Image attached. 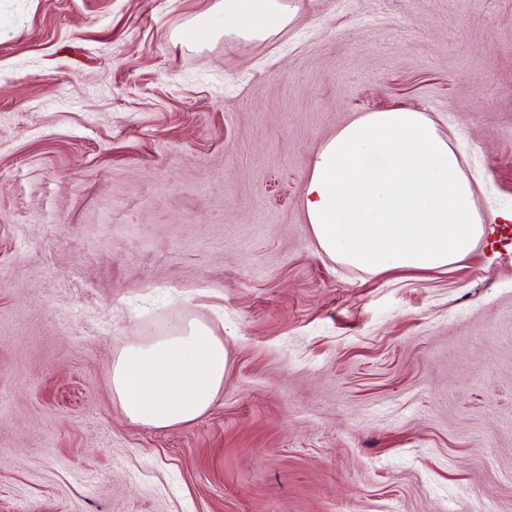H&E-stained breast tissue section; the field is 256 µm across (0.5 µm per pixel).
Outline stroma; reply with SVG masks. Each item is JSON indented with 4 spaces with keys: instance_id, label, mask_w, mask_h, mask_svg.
I'll list each match as a JSON object with an SVG mask.
<instances>
[{
    "instance_id": "obj_1",
    "label": "stroma",
    "mask_w": 512,
    "mask_h": 512,
    "mask_svg": "<svg viewBox=\"0 0 512 512\" xmlns=\"http://www.w3.org/2000/svg\"><path fill=\"white\" fill-rule=\"evenodd\" d=\"M0 0V512H512V0ZM426 113L493 221L371 275L304 214L313 156ZM228 370L189 425L110 367L169 312ZM285 0H224V34L247 41H266L292 22Z\"/></svg>"
}]
</instances>
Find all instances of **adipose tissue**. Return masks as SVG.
<instances>
[{
	"mask_svg": "<svg viewBox=\"0 0 512 512\" xmlns=\"http://www.w3.org/2000/svg\"><path fill=\"white\" fill-rule=\"evenodd\" d=\"M286 0H224V33L265 41L292 22ZM463 155L435 123L404 106L365 113L315 154L307 222L332 259L373 273L429 271L465 258L484 235ZM224 341L206 324L123 346L112 391L133 423L166 429L195 422L224 385Z\"/></svg>",
	"mask_w": 512,
	"mask_h": 512,
	"instance_id": "1",
	"label": "adipose tissue"
}]
</instances>
